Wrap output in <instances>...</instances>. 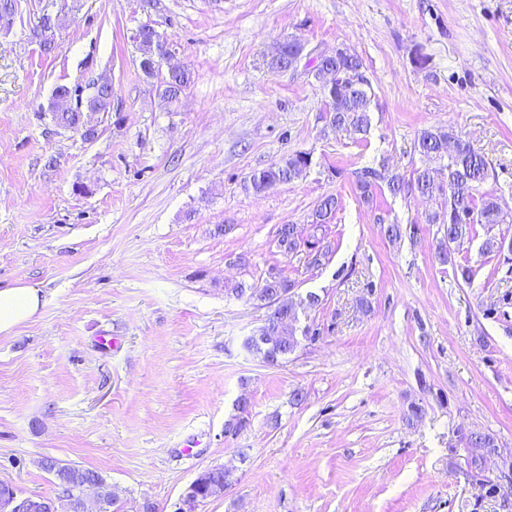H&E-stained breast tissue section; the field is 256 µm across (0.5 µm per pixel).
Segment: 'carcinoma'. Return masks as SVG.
I'll return each mask as SVG.
<instances>
[{"mask_svg": "<svg viewBox=\"0 0 512 512\" xmlns=\"http://www.w3.org/2000/svg\"><path fill=\"white\" fill-rule=\"evenodd\" d=\"M141 54L140 67L148 77L154 76L155 64L159 56L160 34L152 24L141 25L135 35ZM297 45L284 41L279 43L269 60V67L278 70L292 57ZM317 67H330L336 71H348L363 67L361 58L351 52H344L339 57H328L318 61ZM192 81V73L185 69L179 73L168 75L160 82L158 96L167 106L178 103L180 96ZM112 89V78L106 74L86 86H57L48 104V112L54 123L64 129H72L81 123L85 113L109 112L112 100L107 98ZM324 99L330 103L333 112L331 118L324 122L323 129L335 132L342 127L348 128L356 135H365L371 125V85L349 96L336 88L322 90ZM417 147L426 157L429 165L416 169L410 177L399 174L385 175L376 167H363L353 172V185L359 199L370 203L376 190L387 188L394 196L417 191L425 196L435 191L445 199L446 209L426 216L429 224H438L441 234L436 247L435 259L442 265L452 263L453 247L462 246L470 241V234L476 224L492 225L501 223V211L496 198H481L476 204V193L479 187L489 178L495 176L491 163L474 148L467 140L461 138L451 127H433L421 131ZM312 165L311 153L295 151L268 168L253 171L246 180L245 189L260 194L273 183H290L307 174ZM337 200L326 196L319 200L312 212V223L323 227L329 223L336 213ZM292 225L283 224L276 231L275 244L278 252L284 257L292 258L302 255L308 258V264L319 266L328 258L330 249L324 244V238L313 236L306 242L292 238ZM296 287V282L273 271H268L245 287L238 285L233 289L236 296H245L264 306L273 302L275 296ZM319 305V300L308 293L299 299L291 308L278 311L267 318L259 329L261 343L252 344L251 337H246L243 347L259 357L263 362H271L277 366L288 360L304 341H317L321 329L311 323L302 328L296 326L299 312L312 309ZM239 415L225 423L224 432L237 433L247 425L249 402L242 398L238 402ZM460 440L472 449V465L470 474L473 481L482 485L486 480L482 475L481 457L497 446L494 436L486 433L462 432ZM41 467L54 478L55 496L47 498L53 512H80L79 492L81 486L93 479L99 480L105 508L116 502V495L102 476L91 470L65 463L51 458L40 462ZM226 476L220 467L203 471L201 477V500L220 495L224 492Z\"/></svg>", "mask_w": 512, "mask_h": 512, "instance_id": "cac0c4a2", "label": "carcinoma"}]
</instances>
